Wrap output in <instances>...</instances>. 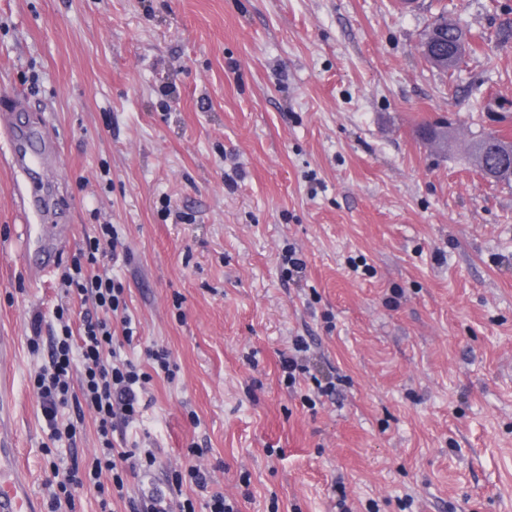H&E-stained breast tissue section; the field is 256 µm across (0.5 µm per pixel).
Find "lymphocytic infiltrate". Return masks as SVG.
I'll list each match as a JSON object with an SVG mask.
<instances>
[{
  "instance_id": "f902f5d3",
  "label": "lymphocytic infiltrate",
  "mask_w": 512,
  "mask_h": 512,
  "mask_svg": "<svg viewBox=\"0 0 512 512\" xmlns=\"http://www.w3.org/2000/svg\"><path fill=\"white\" fill-rule=\"evenodd\" d=\"M118 236L112 225H100L86 240L80 259L60 277L65 295L81 300L79 328H72L71 311L57 306V327L50 338L47 364L31 380L36 391L48 438L75 445L86 413L97 422L99 451L81 465L61 474L50 506L60 512L73 505L74 494L89 490L99 499L100 512H112L114 500L127 502L130 512H196L192 498L168 502L165 495L135 499L127 494V478L161 467L153 449L130 447L116 433L118 425L140 415L141 398L153 374L172 376L171 354L164 348L147 349L151 372L123 358L122 347L138 338V326L129 310L123 288L112 277Z\"/></svg>"
}]
</instances>
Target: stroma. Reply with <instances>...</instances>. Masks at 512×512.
I'll return each instance as SVG.
<instances>
[{"instance_id":"35a3bbf8","label":"stroma","mask_w":512,"mask_h":512,"mask_svg":"<svg viewBox=\"0 0 512 512\" xmlns=\"http://www.w3.org/2000/svg\"><path fill=\"white\" fill-rule=\"evenodd\" d=\"M0 0V98L45 154L25 235L0 135V337L16 346L10 420L41 506L52 466L30 377L31 319L98 225L140 323L122 355L170 351L128 443L168 488L187 450L240 512H512V182L471 146L512 141V0ZM448 15L471 49L422 55ZM444 126L447 140L426 135ZM56 250L34 277L25 245ZM295 250L305 263L291 271ZM310 371L288 386L295 337ZM336 377L316 397L315 377Z\"/></svg>"}]
</instances>
